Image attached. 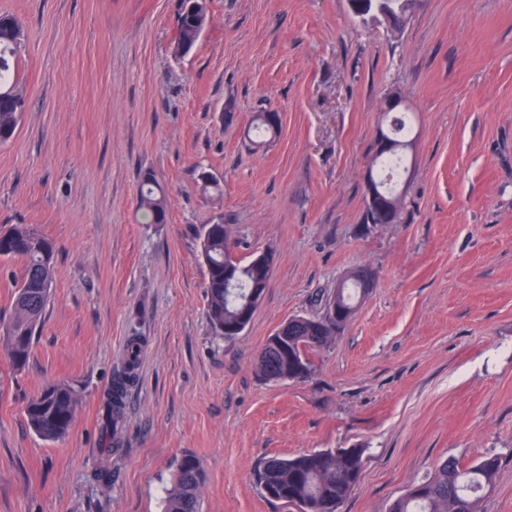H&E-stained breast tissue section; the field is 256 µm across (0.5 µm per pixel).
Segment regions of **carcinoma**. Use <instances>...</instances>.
<instances>
[{
	"instance_id": "obj_1",
	"label": "carcinoma",
	"mask_w": 512,
	"mask_h": 512,
	"mask_svg": "<svg viewBox=\"0 0 512 512\" xmlns=\"http://www.w3.org/2000/svg\"><path fill=\"white\" fill-rule=\"evenodd\" d=\"M415 0H376V7L389 14L395 24L392 34H400L413 9ZM211 18L207 0H179L176 26V52L189 53L207 30ZM20 35L14 18L0 17V144L9 142L24 111L22 94L14 89L15 44ZM274 112H258L253 123L259 144L274 138L280 130ZM379 136L389 144V153L380 155L368 178L379 185L380 194L395 199L396 209L402 208L401 185L408 174L407 154L414 145L413 126L407 112L393 109L387 128ZM139 209L147 223H166V199L154 177L143 176L138 189ZM231 232L224 219H214L201 225L199 232L200 258L205 269L207 314L212 330L226 340L234 339L224 327L236 322L242 312L257 308L251 300V290L262 298L272 273L274 261L253 257L241 263L227 249L226 236ZM54 242L33 225L16 224L0 229V259L22 261V271L15 284L12 314L3 327L8 354L16 369L23 368L29 358L34 336L50 301L54 279ZM365 269L353 270V282L320 300L322 310L309 317L288 321L283 335L288 342L279 346L268 338L257 365L258 377L267 383L281 384L303 380L312 374L309 352L336 341L355 316L359 299L369 289L360 287ZM342 314L329 318L331 304ZM140 337L130 340L127 366L117 375L107 393L106 420L110 430L117 429L126 387L133 380L139 353ZM77 408V397L65 383L48 385L24 408L28 426L40 438L54 441L70 429ZM364 449H319L292 457H270L256 472V483L263 494L280 501L293 502L299 512H337L356 487L363 468ZM499 470V459L485 457L468 468H461L452 458L440 461L423 481L391 505L389 512H480L478 493L493 486ZM205 474L197 459L189 454L176 465L171 487L164 498V512H200V489Z\"/></svg>"
}]
</instances>
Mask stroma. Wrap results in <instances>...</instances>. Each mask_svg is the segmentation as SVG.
<instances>
[{"instance_id": "1", "label": "stroma", "mask_w": 512, "mask_h": 512, "mask_svg": "<svg viewBox=\"0 0 512 512\" xmlns=\"http://www.w3.org/2000/svg\"><path fill=\"white\" fill-rule=\"evenodd\" d=\"M178 0H0L21 27L25 109L0 146V226L57 245L51 300L24 369L0 343V512H162L174 463L206 473L201 512H299L255 481L272 456L363 447L339 512L390 504L452 458L501 460L481 512H512V0H417L403 33L348 0H208L211 23L176 54ZM417 134L397 223L363 228L386 96ZM279 136L251 149L261 109ZM222 194H203L199 175ZM152 173L167 221L145 223ZM233 252L273 249L246 330L207 317L202 224ZM376 286L314 372L280 385L258 354L320 311L350 271ZM142 340L124 428L103 397ZM79 397L45 441L24 408L51 382ZM108 482L97 481L100 471Z\"/></svg>"}]
</instances>
